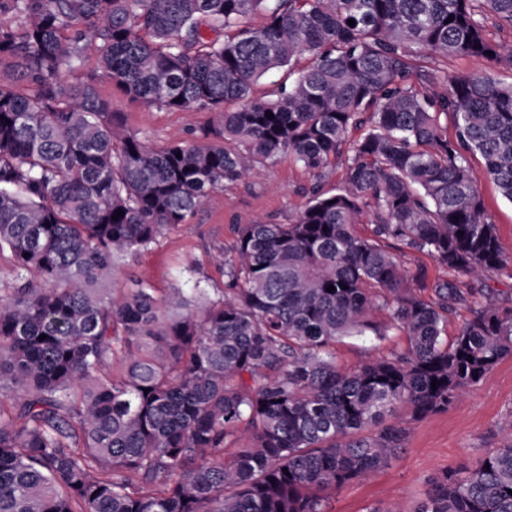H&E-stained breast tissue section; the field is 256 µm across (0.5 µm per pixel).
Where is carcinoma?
Wrapping results in <instances>:
<instances>
[{"label":"carcinoma","mask_w":512,"mask_h":512,"mask_svg":"<svg viewBox=\"0 0 512 512\" xmlns=\"http://www.w3.org/2000/svg\"><path fill=\"white\" fill-rule=\"evenodd\" d=\"M490 20L512 28V0H0V56L30 86L0 87V512H324L402 448L396 407L445 411L512 356V298L474 300L449 339L477 292L448 279L426 300L391 251L470 277L507 260L469 159L512 203V84L412 65L500 58ZM89 37L99 70L62 85ZM283 68L272 97L253 95ZM102 80L209 120L154 148ZM283 154L316 183L290 223L236 225L221 296L109 286ZM366 215L371 238L355 232ZM392 332L403 350L336 364L337 340ZM413 512H512V444L432 477Z\"/></svg>","instance_id":"obj_1"}]
</instances>
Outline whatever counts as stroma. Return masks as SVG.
<instances>
[{"label": "stroma", "instance_id": "35a3bbf8", "mask_svg": "<svg viewBox=\"0 0 512 512\" xmlns=\"http://www.w3.org/2000/svg\"><path fill=\"white\" fill-rule=\"evenodd\" d=\"M416 65L430 73L443 68L452 74L481 70L500 82L512 83V62L505 59L445 60L431 56L418 58ZM99 89L121 112L125 130L138 133L155 147L192 140L208 119L204 112L146 106L106 80L100 82ZM470 169L507 256L501 268L484 276V291L507 297L512 295V203L503 199L487 178L480 158H471ZM313 181L311 173L284 155L275 165L224 185L211 193L188 223L165 230L148 250L130 260L115 276L114 287H126L134 278L159 295L173 288L189 296L199 288L213 296L222 294L224 256L235 244L234 225L289 223L306 202ZM404 260L412 287L424 298H432L434 284L447 278V269L431 256L410 249L405 250ZM404 345L401 335L381 342L345 338L336 343L334 351L337 364L350 370ZM508 414H512V356L502 359L448 410L406 420V440L390 466L369 481H355L337 490L327 502L326 512H371L392 503L403 512H413L427 489L428 478L475 463L487 449L512 440V429L501 427L502 418Z\"/></svg>", "mask_w": 512, "mask_h": 512}]
</instances>
